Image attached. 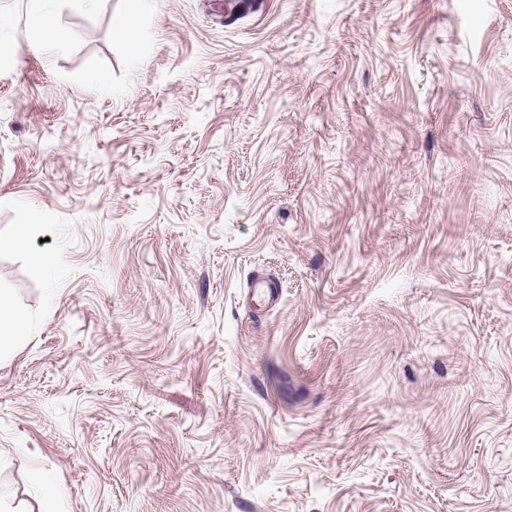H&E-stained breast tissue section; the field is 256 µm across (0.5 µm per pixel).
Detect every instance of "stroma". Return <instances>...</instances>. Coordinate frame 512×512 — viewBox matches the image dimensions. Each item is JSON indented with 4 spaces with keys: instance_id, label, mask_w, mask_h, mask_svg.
Segmentation results:
<instances>
[{
    "instance_id": "stroma-1",
    "label": "stroma",
    "mask_w": 512,
    "mask_h": 512,
    "mask_svg": "<svg viewBox=\"0 0 512 512\" xmlns=\"http://www.w3.org/2000/svg\"><path fill=\"white\" fill-rule=\"evenodd\" d=\"M129 7L0 0L16 512H512V0ZM32 24L39 31L51 32L54 28V15L50 0H28Z\"/></svg>"
}]
</instances>
